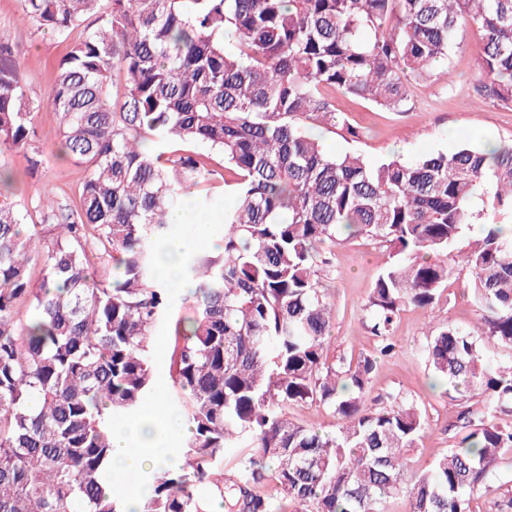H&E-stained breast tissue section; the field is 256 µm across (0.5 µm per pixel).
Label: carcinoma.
<instances>
[{
	"instance_id": "cac0c4a2",
	"label": "carcinoma",
	"mask_w": 512,
	"mask_h": 512,
	"mask_svg": "<svg viewBox=\"0 0 512 512\" xmlns=\"http://www.w3.org/2000/svg\"><path fill=\"white\" fill-rule=\"evenodd\" d=\"M20 0L38 31L68 41L48 105L64 152L87 165L79 205L42 204L47 235L0 202V512H124L105 478L113 414L136 410L154 386L150 341L168 295L150 275V246L170 212L205 190L213 156L237 199L221 254L189 262L192 316L172 322L171 396L189 428L182 464L151 472L141 512H472L500 489L512 427V366L496 367L478 338L512 350V144L375 164L329 153L340 124L326 92L404 112L411 86L431 80L480 34L477 95L512 104V0ZM120 92L110 99L109 83ZM41 102L0 41V151L36 135ZM201 143L208 153H151L143 142ZM496 219L467 253L480 310L474 330L431 332L425 353L446 393L478 392L490 408L465 422L458 446L415 469L427 433L416 403L372 411L364 394L395 348L407 305L427 310L447 288L448 249L474 223V198ZM379 239L399 259L366 304L376 354L329 357L333 307L318 265L339 236ZM113 261L90 272L88 240ZM41 267L32 283L30 267ZM330 409L336 430L288 418L290 405ZM249 448L224 473V451ZM273 483L277 495L260 491Z\"/></svg>"
}]
</instances>
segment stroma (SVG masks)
Returning a JSON list of instances; mask_svg holds the SVG:
<instances>
[{
    "label": "stroma",
    "mask_w": 512,
    "mask_h": 512,
    "mask_svg": "<svg viewBox=\"0 0 512 512\" xmlns=\"http://www.w3.org/2000/svg\"><path fill=\"white\" fill-rule=\"evenodd\" d=\"M19 0H0V38L9 41L24 62L23 80L27 93L43 100L35 119L36 135L29 144L0 153V166L27 172L22 190L12 199L37 224L41 214L36 203L43 192L55 195L59 206H75L87 169L84 164L58 156L60 118L46 100L51 92L55 66L67 44L50 32L39 33L19 18ZM476 29L459 34L460 47L444 67H437L430 84L416 87L408 111L390 112L370 102L329 92L328 98L345 123L324 133L332 152L354 151L377 161L396 154L412 159L437 150L453 151L460 146L503 145L512 142V105L479 103L474 91L479 71L475 46ZM41 157L38 168L29 161ZM482 224L471 225L448 255L451 277L439 302L432 309L404 307L396 322L394 353L380 360L366 395V405L383 409L403 396L426 411L427 434L413 458L423 467L455 447L464 434L458 417L484 414L488 401L480 396L452 398L437 384L425 355L432 330L455 325L472 329L479 311L468 288L465 255L471 242L482 233ZM391 260V250L371 238L350 237L332 248L324 265V283L335 304L332 334L335 356L359 357L373 354L378 339L371 331L365 305L379 274Z\"/></svg>",
    "instance_id": "1"
}]
</instances>
